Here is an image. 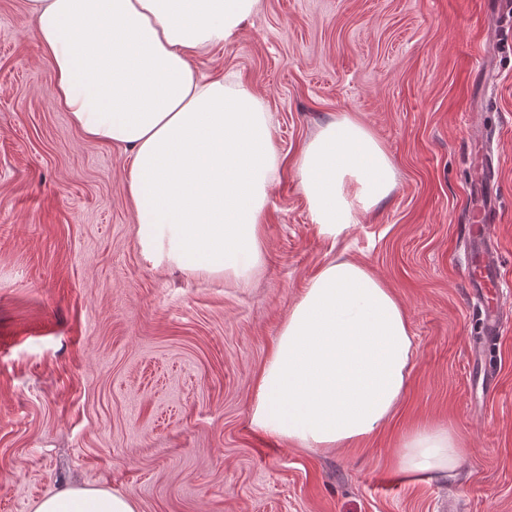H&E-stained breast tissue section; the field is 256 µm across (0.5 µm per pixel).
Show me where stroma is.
Returning a JSON list of instances; mask_svg holds the SVG:
<instances>
[{"label": "stroma", "instance_id": "obj_1", "mask_svg": "<svg viewBox=\"0 0 512 512\" xmlns=\"http://www.w3.org/2000/svg\"><path fill=\"white\" fill-rule=\"evenodd\" d=\"M489 0H261L193 59L263 100L285 159L263 224L264 269L241 287L153 267L135 235L122 148L84 139L53 104L27 0H0V512L69 488L129 494L139 512H512V312L476 389L480 312L457 256L486 130L502 204L489 227L512 284V33L495 87ZM355 116L397 185L330 241L311 224L294 162L321 125ZM364 265L404 307L406 392L371 436L330 451L253 429L256 382L282 324L331 259ZM453 425L451 477L407 475L404 436Z\"/></svg>", "mask_w": 512, "mask_h": 512}]
</instances>
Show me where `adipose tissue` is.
I'll return each instance as SVG.
<instances>
[{
	"instance_id": "obj_1",
	"label": "adipose tissue",
	"mask_w": 512,
	"mask_h": 512,
	"mask_svg": "<svg viewBox=\"0 0 512 512\" xmlns=\"http://www.w3.org/2000/svg\"><path fill=\"white\" fill-rule=\"evenodd\" d=\"M260 0H28L53 103L84 138L125 148L136 236L146 260L244 286L264 261L261 234L283 158L261 98L206 80L193 55L223 45ZM296 176L310 221L336 239L395 187L392 160L348 114L303 148ZM413 342L407 314L363 265L336 259L309 281L257 382L251 423L270 438L330 451L379 429L402 400ZM454 429L415 428L402 472L454 475ZM35 512H137L133 497L71 488Z\"/></svg>"
}]
</instances>
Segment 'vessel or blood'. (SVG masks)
I'll return each mask as SVG.
<instances>
[{
	"label": "vessel or blood",
	"mask_w": 512,
	"mask_h": 512,
	"mask_svg": "<svg viewBox=\"0 0 512 512\" xmlns=\"http://www.w3.org/2000/svg\"><path fill=\"white\" fill-rule=\"evenodd\" d=\"M480 167L481 174L471 183L470 193L481 200L484 213L493 216L500 208V200L490 154H482ZM463 243L464 272L469 279L471 298L482 311L480 329L470 347L471 354L476 356L501 332L500 299L506 284L499 275L501 253L486 225H470Z\"/></svg>",
	"instance_id": "b4317fda"
}]
</instances>
